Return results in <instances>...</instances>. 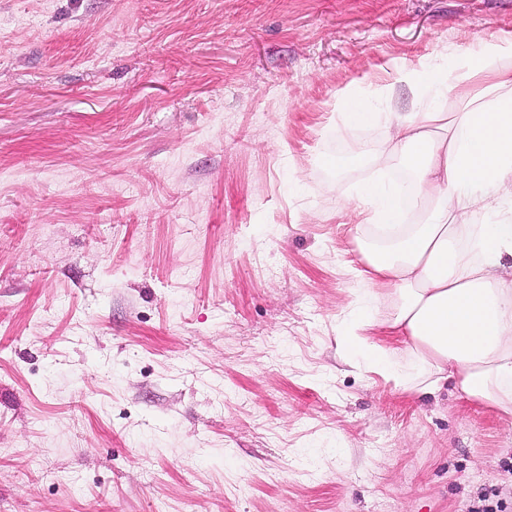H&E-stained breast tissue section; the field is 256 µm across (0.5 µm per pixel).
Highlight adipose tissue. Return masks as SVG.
Returning <instances> with one entry per match:
<instances>
[{"mask_svg": "<svg viewBox=\"0 0 512 512\" xmlns=\"http://www.w3.org/2000/svg\"><path fill=\"white\" fill-rule=\"evenodd\" d=\"M398 74L414 95L410 115L347 103L353 124H386L369 162L381 169L401 156L413 193L369 180L347 203L361 216V268L338 350L427 394L452 382L511 421L512 220L501 218L498 193L512 187V34L481 40L453 66ZM445 88L459 111L426 105L429 90ZM375 317L387 344L366 334Z\"/></svg>", "mask_w": 512, "mask_h": 512, "instance_id": "obj_1", "label": "adipose tissue"}]
</instances>
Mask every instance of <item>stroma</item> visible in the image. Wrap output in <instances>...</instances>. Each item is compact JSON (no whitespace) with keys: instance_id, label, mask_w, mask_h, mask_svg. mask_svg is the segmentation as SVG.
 <instances>
[{"instance_id":"35a3bbf8","label":"stroma","mask_w":512,"mask_h":512,"mask_svg":"<svg viewBox=\"0 0 512 512\" xmlns=\"http://www.w3.org/2000/svg\"><path fill=\"white\" fill-rule=\"evenodd\" d=\"M512 0H0V512H469L512 422L347 363L392 64Z\"/></svg>"}]
</instances>
